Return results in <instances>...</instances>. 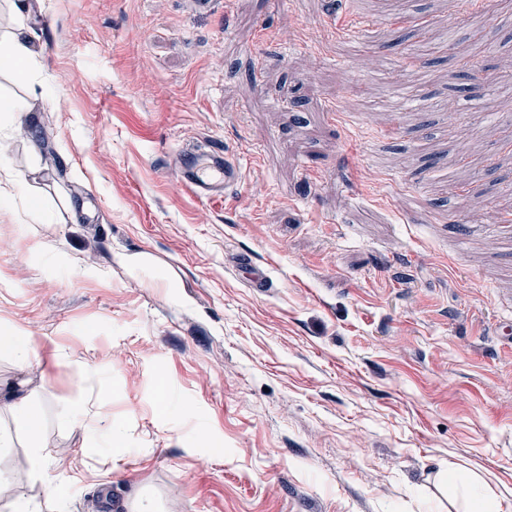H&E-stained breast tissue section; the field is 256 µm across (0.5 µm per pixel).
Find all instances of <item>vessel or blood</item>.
I'll use <instances>...</instances> for the list:
<instances>
[{"mask_svg": "<svg viewBox=\"0 0 512 512\" xmlns=\"http://www.w3.org/2000/svg\"><path fill=\"white\" fill-rule=\"evenodd\" d=\"M182 183L197 198L223 195L241 179V167L226 153L186 150L177 153Z\"/></svg>", "mask_w": 512, "mask_h": 512, "instance_id": "b4317fda", "label": "vessel or blood"}]
</instances>
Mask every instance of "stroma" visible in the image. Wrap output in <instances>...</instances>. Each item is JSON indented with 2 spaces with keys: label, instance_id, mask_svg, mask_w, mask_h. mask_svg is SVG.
Listing matches in <instances>:
<instances>
[{
  "label": "stroma",
  "instance_id": "obj_1",
  "mask_svg": "<svg viewBox=\"0 0 512 512\" xmlns=\"http://www.w3.org/2000/svg\"><path fill=\"white\" fill-rule=\"evenodd\" d=\"M32 2L0 0L38 69L0 65V336L35 338L0 402L45 470L0 412V512H466L473 478L512 512V0ZM183 148L239 184L188 193ZM7 406L11 411L17 413L24 419L29 432L33 436H36L39 433L40 416L31 406L30 402L26 401L25 398H21L9 403Z\"/></svg>",
  "mask_w": 512,
  "mask_h": 512
}]
</instances>
